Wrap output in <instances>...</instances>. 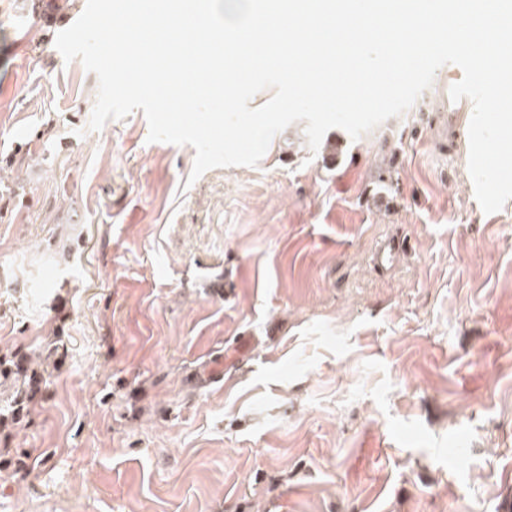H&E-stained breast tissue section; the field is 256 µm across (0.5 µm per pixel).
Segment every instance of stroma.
Masks as SVG:
<instances>
[{
    "label": "stroma",
    "mask_w": 512,
    "mask_h": 512,
    "mask_svg": "<svg viewBox=\"0 0 512 512\" xmlns=\"http://www.w3.org/2000/svg\"><path fill=\"white\" fill-rule=\"evenodd\" d=\"M84 8L0 0V356L41 388L15 422L0 381V512H500L512 200L475 198L447 68L359 139L300 121L193 181L142 110L90 129L55 47ZM442 97L444 101L442 112H448V123L452 124L459 120V124H461L465 113L469 111L471 100L464 97L458 101H453L450 97V91L448 90L447 83L443 86Z\"/></svg>",
    "instance_id": "obj_1"
}]
</instances>
